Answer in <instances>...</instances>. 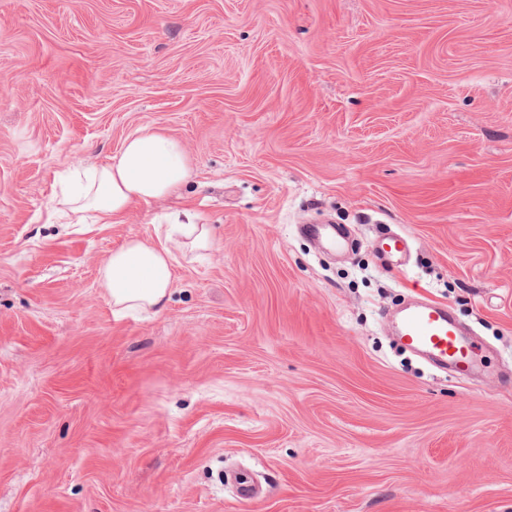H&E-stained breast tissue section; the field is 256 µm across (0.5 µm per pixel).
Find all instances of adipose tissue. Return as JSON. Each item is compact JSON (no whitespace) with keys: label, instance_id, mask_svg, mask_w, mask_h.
I'll list each match as a JSON object with an SVG mask.
<instances>
[{"label":"adipose tissue","instance_id":"obj_1","mask_svg":"<svg viewBox=\"0 0 512 512\" xmlns=\"http://www.w3.org/2000/svg\"><path fill=\"white\" fill-rule=\"evenodd\" d=\"M193 174L181 143L163 129L136 131L106 163L65 172L48 218L68 224H118L137 204L176 192ZM215 244L212 225L194 210L158 225L152 240L132 238L113 250L98 283L117 316L159 312L168 301L177 256H196Z\"/></svg>","mask_w":512,"mask_h":512}]
</instances>
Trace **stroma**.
Returning a JSON list of instances; mask_svg holds the SVG:
<instances>
[{
  "label": "stroma",
  "mask_w": 512,
  "mask_h": 512,
  "mask_svg": "<svg viewBox=\"0 0 512 512\" xmlns=\"http://www.w3.org/2000/svg\"><path fill=\"white\" fill-rule=\"evenodd\" d=\"M154 128L178 194L48 223ZM187 207L215 247L114 316L101 262ZM414 297L478 371L395 343ZM0 512H512V0H0ZM406 249L404 237L394 233H387L375 241V250L382 261L400 265V259Z\"/></svg>",
  "instance_id": "1"
}]
</instances>
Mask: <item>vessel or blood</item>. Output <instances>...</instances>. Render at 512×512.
Here are the masks:
<instances>
[{
	"instance_id": "obj_1",
	"label": "vessel or blood",
	"mask_w": 512,
	"mask_h": 512,
	"mask_svg": "<svg viewBox=\"0 0 512 512\" xmlns=\"http://www.w3.org/2000/svg\"><path fill=\"white\" fill-rule=\"evenodd\" d=\"M405 249V238L394 233L384 234L375 242L381 260L390 264L399 262ZM396 333L407 350L425 354L438 366L461 373L473 370L477 363L471 341L445 305L417 303L405 307L397 320Z\"/></svg>"
}]
</instances>
